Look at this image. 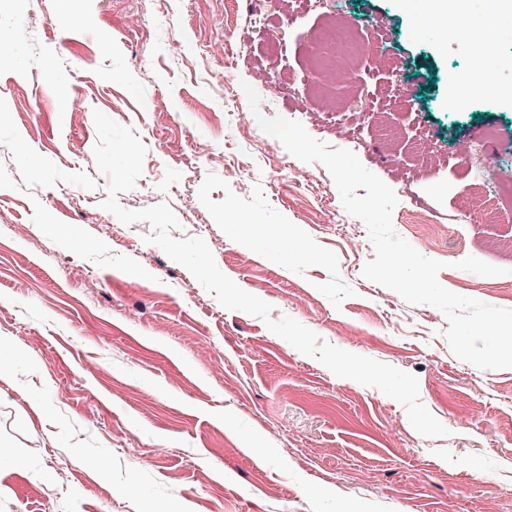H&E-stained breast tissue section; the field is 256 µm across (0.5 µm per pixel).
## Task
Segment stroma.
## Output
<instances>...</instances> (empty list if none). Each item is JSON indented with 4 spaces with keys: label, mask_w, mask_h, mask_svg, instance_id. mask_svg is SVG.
<instances>
[{
    "label": "stroma",
    "mask_w": 512,
    "mask_h": 512,
    "mask_svg": "<svg viewBox=\"0 0 512 512\" xmlns=\"http://www.w3.org/2000/svg\"><path fill=\"white\" fill-rule=\"evenodd\" d=\"M495 2L469 0L473 43L444 44L405 0H0V446L25 460L0 458V512H512V368L457 358L441 311L365 279L373 243L326 167L239 120L248 84L264 116L353 151L443 287L512 309V73L448 97L478 48L512 55V21L482 24ZM342 18L380 50L340 79L318 58ZM97 110L147 149L123 208L168 204L173 238H203L272 320L416 375L447 436L225 309L148 222L104 210ZM469 256L502 275L458 269Z\"/></svg>",
    "instance_id": "1"
}]
</instances>
